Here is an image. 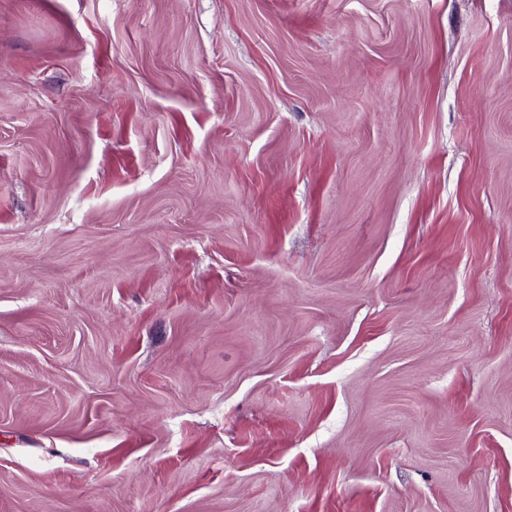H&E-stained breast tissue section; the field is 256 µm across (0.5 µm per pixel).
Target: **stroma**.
Returning <instances> with one entry per match:
<instances>
[{
    "label": "stroma",
    "mask_w": 512,
    "mask_h": 512,
    "mask_svg": "<svg viewBox=\"0 0 512 512\" xmlns=\"http://www.w3.org/2000/svg\"><path fill=\"white\" fill-rule=\"evenodd\" d=\"M0 512H512V0H0Z\"/></svg>",
    "instance_id": "35a3bbf8"
}]
</instances>
